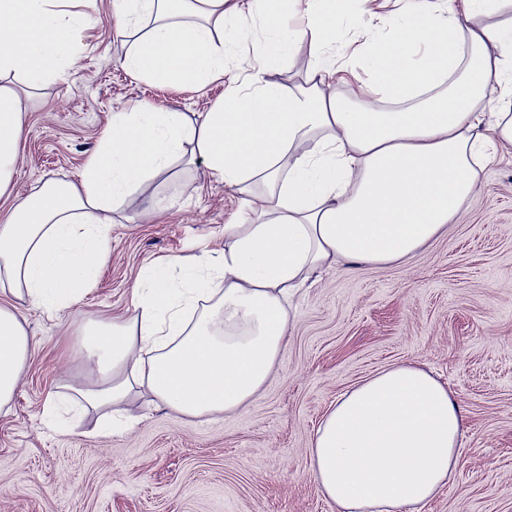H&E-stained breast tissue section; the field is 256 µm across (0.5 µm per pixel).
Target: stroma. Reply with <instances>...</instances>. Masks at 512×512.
I'll return each instance as SVG.
<instances>
[{"instance_id":"35a3bbf8","label":"stroma","mask_w":512,"mask_h":512,"mask_svg":"<svg viewBox=\"0 0 512 512\" xmlns=\"http://www.w3.org/2000/svg\"><path fill=\"white\" fill-rule=\"evenodd\" d=\"M86 50L64 80L23 94L20 157L0 214L48 181H78L113 113L140 101L209 111L223 94L132 81L118 61L113 0L86 6ZM166 209L132 196L113 224L97 281L70 308L20 305L38 352L0 411V512H336L307 453L337 397L388 366L417 361L448 384L465 417L454 480L423 512H512V155L497 154L448 232L412 258L346 274L328 270L292 303L288 348L242 415L182 417L131 399L130 426L96 433L99 416L66 431L50 398L82 378L81 328L127 315L144 269L173 257L215 264L238 195L202 159L155 184Z\"/></svg>"}]
</instances>
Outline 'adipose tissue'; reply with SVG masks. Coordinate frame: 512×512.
<instances>
[{
	"instance_id": "1",
	"label": "adipose tissue",
	"mask_w": 512,
	"mask_h": 512,
	"mask_svg": "<svg viewBox=\"0 0 512 512\" xmlns=\"http://www.w3.org/2000/svg\"><path fill=\"white\" fill-rule=\"evenodd\" d=\"M70 2L0 0V195L23 137L21 98L2 80L37 89L66 77L88 20ZM227 2L117 0L131 77L200 88L223 78V100L196 120L148 102L113 113L79 181L46 183L0 219V287L57 312L94 284L114 213L185 155L200 157L249 215L225 225L215 276L184 258L150 267L131 316L85 329L90 384L70 386L68 398L101 413L104 435L123 431L135 396L189 418L245 410L288 347L300 288L328 268L413 257L454 223L490 151L512 153V100L481 110L497 88L512 89V0H465L447 15L413 6L388 34L366 27L368 77L349 86L370 98L361 110L330 87L341 26L370 15L369 0H250L268 28L242 81L225 76L237 42L224 26L240 12ZM302 47L304 85L272 80ZM36 349L20 312L0 305V410ZM463 428L446 384L418 363L393 365L337 398L309 442L311 476L336 512H419L453 480Z\"/></svg>"
}]
</instances>
